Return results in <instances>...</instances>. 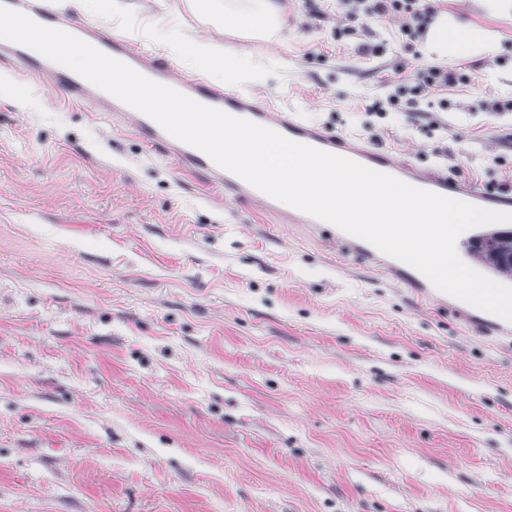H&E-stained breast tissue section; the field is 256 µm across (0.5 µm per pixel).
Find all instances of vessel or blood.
<instances>
[{
    "instance_id": "b4317fda",
    "label": "vessel or blood",
    "mask_w": 512,
    "mask_h": 512,
    "mask_svg": "<svg viewBox=\"0 0 512 512\" xmlns=\"http://www.w3.org/2000/svg\"><path fill=\"white\" fill-rule=\"evenodd\" d=\"M0 1L31 18H46L49 26L63 29L89 42L146 77L172 86L203 104L267 126L291 140L348 157L402 180L415 182L421 188L444 196L461 195L479 207L512 211V190H487L461 183L449 178L447 168H427L411 160L401 161L392 151L376 148L356 137L330 131L322 125L305 122L299 109H280L256 97L255 94L213 86L203 76L186 75L169 59L152 51L133 49L123 40L103 34L91 24L77 22L63 14L46 15L40 0ZM0 65L12 69L24 78L52 71L50 60L38 52L5 40H0ZM53 73L56 86L63 91L69 101L76 103L94 97L108 102L109 122L114 125L132 122L145 144L149 148L165 152L173 161L178 173L190 174L206 184L222 187L225 195L234 201L260 202L266 220H273L276 211L274 198L219 167L199 149L175 139L151 118L143 113L131 111L128 105L79 75L61 71ZM294 221L298 224H316L333 243L340 245L345 255L357 262H370L387 268L398 279L407 283L419 300L446 303L449 310L463 316L478 330L497 336L512 335V324L500 322L491 314L438 290L431 282L423 280L418 270L403 266L398 259L381 252L371 243L349 235L330 223L314 220L313 216L302 211L295 213Z\"/></svg>"
}]
</instances>
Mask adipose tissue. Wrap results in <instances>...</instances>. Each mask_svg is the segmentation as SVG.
<instances>
[{
    "instance_id": "obj_1",
    "label": "adipose tissue",
    "mask_w": 512,
    "mask_h": 512,
    "mask_svg": "<svg viewBox=\"0 0 512 512\" xmlns=\"http://www.w3.org/2000/svg\"><path fill=\"white\" fill-rule=\"evenodd\" d=\"M192 6L223 25L225 33L235 35L239 40L274 41L288 24L281 0H224L220 8L213 0H193ZM170 47L183 59L207 67L220 78L241 74L248 67L236 44L221 47L206 39L175 38ZM425 50L428 55L443 60L489 55L493 46L484 31L449 18L447 12L441 10L428 30Z\"/></svg>"
}]
</instances>
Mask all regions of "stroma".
<instances>
[{
    "mask_svg": "<svg viewBox=\"0 0 512 512\" xmlns=\"http://www.w3.org/2000/svg\"><path fill=\"white\" fill-rule=\"evenodd\" d=\"M109 18L228 37L171 0ZM288 0L236 85L305 120L469 182L512 175V13L442 0L500 43L458 59L439 130L375 116L421 62L395 19L379 57L334 13ZM204 193L100 103L0 72V512H512V339L473 330L378 268L334 257L280 212Z\"/></svg>",
    "mask_w": 512,
    "mask_h": 512,
    "instance_id": "35a3bbf8",
    "label": "stroma"
}]
</instances>
